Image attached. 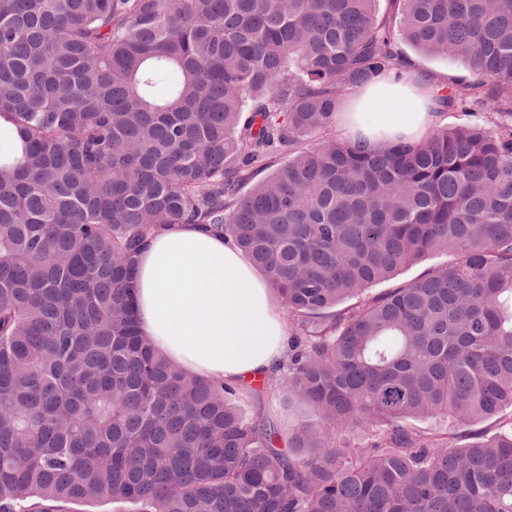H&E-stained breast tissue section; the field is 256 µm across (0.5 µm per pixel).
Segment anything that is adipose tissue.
Here are the masks:
<instances>
[{
	"label": "adipose tissue",
	"instance_id": "1",
	"mask_svg": "<svg viewBox=\"0 0 512 512\" xmlns=\"http://www.w3.org/2000/svg\"><path fill=\"white\" fill-rule=\"evenodd\" d=\"M441 80L386 74L348 97L343 138L378 146L417 141L434 125ZM140 326L181 369L241 386L267 377L287 352L290 327L276 292L233 242L195 224L151 234L134 274Z\"/></svg>",
	"mask_w": 512,
	"mask_h": 512
}]
</instances>
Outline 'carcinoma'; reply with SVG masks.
Masks as SVG:
<instances>
[{
    "instance_id": "carcinoma-1",
    "label": "carcinoma",
    "mask_w": 512,
    "mask_h": 512,
    "mask_svg": "<svg viewBox=\"0 0 512 512\" xmlns=\"http://www.w3.org/2000/svg\"><path fill=\"white\" fill-rule=\"evenodd\" d=\"M391 2L0 0V512H512V431L413 425L512 407V123L332 134L401 42L470 72L437 111L512 119V0ZM171 224L232 238L278 291L288 361L263 388L288 428L141 330L135 257ZM435 252L455 258L367 295ZM137 506L126 504L121 508L115 507L112 503L108 504H88L84 502H67L60 504L58 511L54 512H132L136 510Z\"/></svg>"
}]
</instances>
